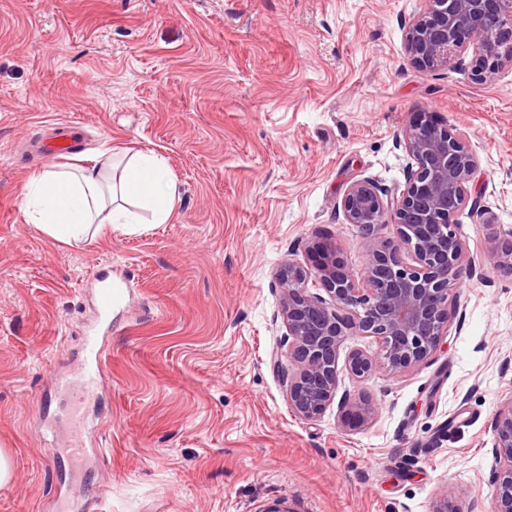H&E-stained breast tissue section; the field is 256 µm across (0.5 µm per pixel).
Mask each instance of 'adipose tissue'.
<instances>
[{
  "instance_id": "ef3b65f1",
  "label": "adipose tissue",
  "mask_w": 512,
  "mask_h": 512,
  "mask_svg": "<svg viewBox=\"0 0 512 512\" xmlns=\"http://www.w3.org/2000/svg\"><path fill=\"white\" fill-rule=\"evenodd\" d=\"M117 195L144 204L152 214L150 222L165 224L177 191L167 166L154 154L137 153L121 166L104 153L77 176L55 169L34 176L25 187L23 205L29 223L69 246L97 235L103 220L131 233L144 230L146 222L136 214L105 213L106 200Z\"/></svg>"
}]
</instances>
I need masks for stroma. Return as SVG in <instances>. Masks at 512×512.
<instances>
[{"instance_id":"obj_1","label":"stroma","mask_w":512,"mask_h":512,"mask_svg":"<svg viewBox=\"0 0 512 512\" xmlns=\"http://www.w3.org/2000/svg\"><path fill=\"white\" fill-rule=\"evenodd\" d=\"M416 0H0V449L15 478L0 512H252L282 494L296 512H494L495 411L512 393V68L422 71L404 24ZM423 112L469 135L479 157L458 237L448 334L400 375L345 377L377 406L343 427L291 411L272 354L275 279L331 243L353 273L366 241L340 208L351 181L405 182L396 138ZM85 129L81 153L42 158L49 125ZM152 152L176 184L171 220L116 226L68 247L29 224L23 189L105 151ZM126 285L96 321L94 275ZM104 381L81 476L48 449L66 398L50 373L86 356Z\"/></svg>"}]
</instances>
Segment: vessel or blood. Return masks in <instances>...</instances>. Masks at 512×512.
Instances as JSON below:
<instances>
[{"mask_svg": "<svg viewBox=\"0 0 512 512\" xmlns=\"http://www.w3.org/2000/svg\"><path fill=\"white\" fill-rule=\"evenodd\" d=\"M79 142L68 130L67 124H60L48 154L60 157L76 154ZM124 299V287L106 275L98 276L95 288V304L100 316H111L114 308ZM87 356L72 378L62 381L70 411L62 436L53 443V457L68 460L73 467H82L87 448L85 443L86 406L95 401L100 387L99 370L102 358V344L97 335H88L85 341Z\"/></svg>", "mask_w": 512, "mask_h": 512, "instance_id": "b4317fda", "label": "vessel or blood"}]
</instances>
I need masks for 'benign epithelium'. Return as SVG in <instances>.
Here are the masks:
<instances>
[{"label":"benign epithelium","instance_id":"benign-epithelium-1","mask_svg":"<svg viewBox=\"0 0 512 512\" xmlns=\"http://www.w3.org/2000/svg\"><path fill=\"white\" fill-rule=\"evenodd\" d=\"M404 29L407 54L424 71L452 63L481 80L512 66V0H418ZM397 145L408 159L402 187L391 191L358 178L341 199L346 222L367 240L364 275L353 278L328 243L312 247L311 265L290 260L276 272V319L284 332L273 364L302 420H318L334 403L345 427L372 420L376 406L369 399L346 392L335 401L343 374L395 375L428 360L448 335L453 270L476 267L478 257L451 222L470 200L478 169L468 136L423 112ZM381 224L393 225L394 236L375 240ZM493 260L512 268L511 239ZM353 336L373 339L376 351L353 349L341 367V348ZM492 454L495 512H512V395L495 413ZM457 500L458 490L446 485L433 512H459Z\"/></svg>","mask_w":512,"mask_h":512}]
</instances>
